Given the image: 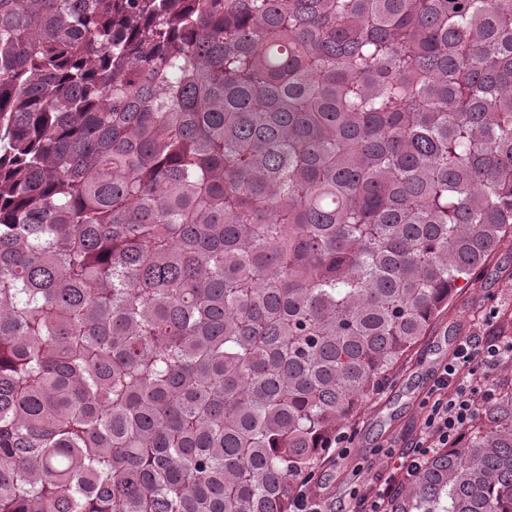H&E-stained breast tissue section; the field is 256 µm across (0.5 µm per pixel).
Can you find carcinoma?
I'll return each mask as SVG.
<instances>
[{
	"instance_id": "carcinoma-1",
	"label": "carcinoma",
	"mask_w": 512,
	"mask_h": 512,
	"mask_svg": "<svg viewBox=\"0 0 512 512\" xmlns=\"http://www.w3.org/2000/svg\"><path fill=\"white\" fill-rule=\"evenodd\" d=\"M507 241L512 0H0V512H291Z\"/></svg>"
}]
</instances>
